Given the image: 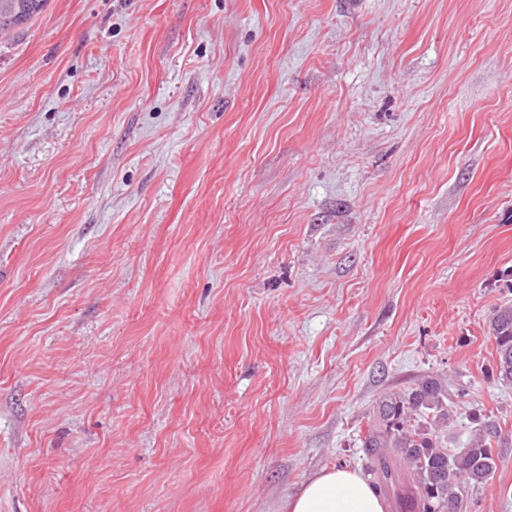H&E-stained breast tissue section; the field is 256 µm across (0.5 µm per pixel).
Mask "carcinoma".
Listing matches in <instances>:
<instances>
[{"instance_id":"cac0c4a2","label":"carcinoma","mask_w":512,"mask_h":512,"mask_svg":"<svg viewBox=\"0 0 512 512\" xmlns=\"http://www.w3.org/2000/svg\"><path fill=\"white\" fill-rule=\"evenodd\" d=\"M49 0H0V42L14 37L42 14ZM497 352V376L512 382V305L490 320ZM448 382L439 375L417 380L407 391L385 395L373 410L362 440L365 473L392 512H462L465 493L496 469L495 449L505 447L502 430L489 416L476 417L462 447L448 448Z\"/></svg>"}]
</instances>
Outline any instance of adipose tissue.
<instances>
[{
    "mask_svg": "<svg viewBox=\"0 0 512 512\" xmlns=\"http://www.w3.org/2000/svg\"><path fill=\"white\" fill-rule=\"evenodd\" d=\"M284 512H385L374 489L349 468L324 470L286 497Z\"/></svg>",
    "mask_w": 512,
    "mask_h": 512,
    "instance_id": "obj_1",
    "label": "adipose tissue"
}]
</instances>
